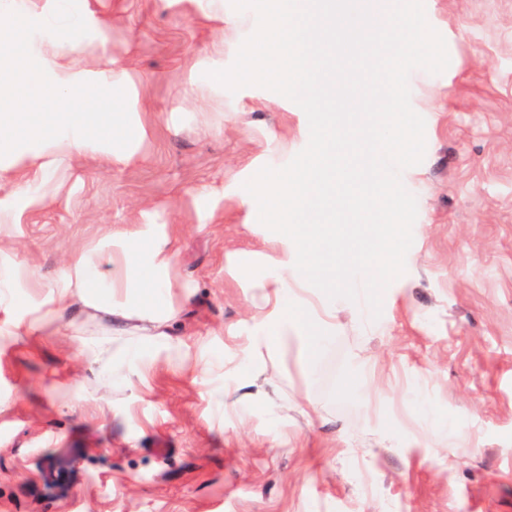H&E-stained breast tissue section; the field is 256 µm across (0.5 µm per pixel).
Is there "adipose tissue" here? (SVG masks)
Instances as JSON below:
<instances>
[{"mask_svg":"<svg viewBox=\"0 0 512 512\" xmlns=\"http://www.w3.org/2000/svg\"><path fill=\"white\" fill-rule=\"evenodd\" d=\"M81 30L70 19L47 45L0 23V47L14 49L0 62V95L21 89L38 106L34 112L0 108V182L22 175L19 190L31 202L51 197L62 161L90 150L128 160L145 135L116 104L84 98L83 88L109 83L113 75L69 63L68 54L82 49ZM172 261L167 237L134 231L69 260L60 286L35 301L24 294L15 261L0 250V336H45L72 312L104 317L120 325V337L80 340L78 355L96 373L120 372L127 387H136L157 355L173 362L181 355L173 330Z\"/></svg>","mask_w":512,"mask_h":512,"instance_id":"obj_1","label":"adipose tissue"}]
</instances>
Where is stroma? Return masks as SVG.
<instances>
[{
	"label": "stroma",
	"mask_w": 512,
	"mask_h": 512,
	"mask_svg": "<svg viewBox=\"0 0 512 512\" xmlns=\"http://www.w3.org/2000/svg\"><path fill=\"white\" fill-rule=\"evenodd\" d=\"M90 47L147 129L133 160L90 152L43 203L0 186L15 256L39 289L70 258L139 228L167 236L183 358L145 385L98 383L78 334L0 342V512H512V0H425L450 58L409 76L423 160L401 174L417 201L405 273L372 319L342 300L314 372L297 346L274 359L285 420L212 392L235 386L262 289L240 265L273 257L244 184L308 144L304 111L275 92L212 85L256 28L231 0H69ZM223 362L205 379L204 366ZM95 383L111 397L77 396Z\"/></svg>",
	"instance_id": "stroma-1"
}]
</instances>
